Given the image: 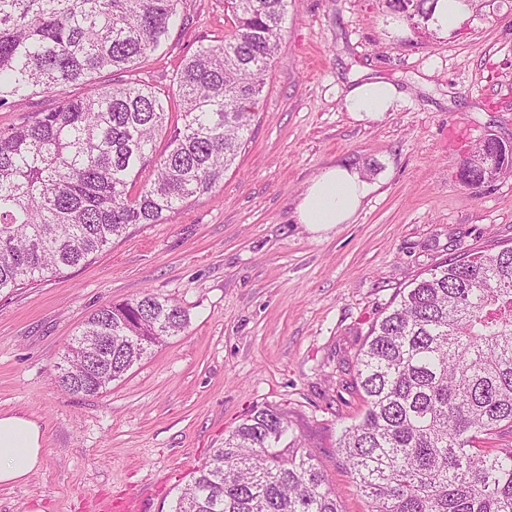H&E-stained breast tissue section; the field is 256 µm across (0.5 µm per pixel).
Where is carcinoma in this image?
<instances>
[{"label":"carcinoma","mask_w":512,"mask_h":512,"mask_svg":"<svg viewBox=\"0 0 512 512\" xmlns=\"http://www.w3.org/2000/svg\"><path fill=\"white\" fill-rule=\"evenodd\" d=\"M178 2L0 0V108L17 111L0 129V291L85 262L224 181L278 62L288 0H225L224 38L185 59L165 95L134 70L183 24ZM434 2L389 0L425 21ZM38 94L57 105L24 110ZM187 323L150 291L104 304L54 365L55 382L99 394ZM87 336L105 346L85 371L72 360ZM356 366L365 410L338 453L369 512H512V446H476L512 435V250L430 270L372 327ZM288 430L280 409L252 411L173 512H342L314 456L285 442Z\"/></svg>","instance_id":"1"}]
</instances>
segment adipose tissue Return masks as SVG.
<instances>
[{
  "instance_id": "adipose-tissue-1",
  "label": "adipose tissue",
  "mask_w": 512,
  "mask_h": 512,
  "mask_svg": "<svg viewBox=\"0 0 512 512\" xmlns=\"http://www.w3.org/2000/svg\"><path fill=\"white\" fill-rule=\"evenodd\" d=\"M401 94L392 83L368 81L352 87L345 96L348 111L370 118L397 108ZM370 185L347 165H332L314 177L296 206L298 223L313 233L352 223ZM43 433L40 424L20 413L0 414V485L27 480L40 467Z\"/></svg>"
}]
</instances>
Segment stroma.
Segmentation results:
<instances>
[{
	"instance_id": "stroma-1",
	"label": "stroma",
	"mask_w": 512,
	"mask_h": 512,
	"mask_svg": "<svg viewBox=\"0 0 512 512\" xmlns=\"http://www.w3.org/2000/svg\"><path fill=\"white\" fill-rule=\"evenodd\" d=\"M185 26L137 73L174 93L182 61L222 38L224 0H180ZM397 110L348 112L366 79ZM254 132L223 183L162 224L130 228L87 264L0 292V412L36 420L44 454L0 512H171L212 448L274 406L323 469L343 512H368L337 439L363 412L356 357L422 273L512 245V171L472 190L457 170L487 135L512 141V0H475L453 30L411 24L388 0H289ZM346 164L372 189L354 221L315 234L299 196ZM187 313L178 336L94 397L52 366L101 305L144 291Z\"/></svg>"
}]
</instances>
